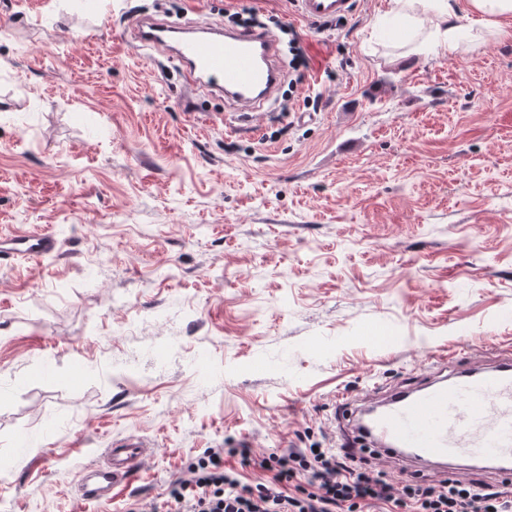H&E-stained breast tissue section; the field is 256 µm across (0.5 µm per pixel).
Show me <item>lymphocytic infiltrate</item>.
<instances>
[{"mask_svg":"<svg viewBox=\"0 0 512 512\" xmlns=\"http://www.w3.org/2000/svg\"><path fill=\"white\" fill-rule=\"evenodd\" d=\"M255 464L273 478L250 487L219 453L201 458L172 488L166 512H368L378 505L392 512L407 505L413 512H512V496L492 484L474 488L452 477L398 483L385 471L364 470L348 440L337 448L272 453Z\"/></svg>","mask_w":512,"mask_h":512,"instance_id":"obj_1","label":"lymphocytic infiltrate"}]
</instances>
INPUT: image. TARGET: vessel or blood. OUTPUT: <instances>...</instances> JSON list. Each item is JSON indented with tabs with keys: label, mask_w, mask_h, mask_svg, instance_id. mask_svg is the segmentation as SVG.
Listing matches in <instances>:
<instances>
[{
	"label": "vessel or blood",
	"mask_w": 512,
	"mask_h": 512,
	"mask_svg": "<svg viewBox=\"0 0 512 512\" xmlns=\"http://www.w3.org/2000/svg\"><path fill=\"white\" fill-rule=\"evenodd\" d=\"M357 0H295L310 21L353 12ZM135 40L178 63L187 85L222 96L240 110L254 111L276 93L283 70L277 43L263 29L225 30L217 24L175 25L156 17L137 19ZM56 249L54 236L28 232L0 237V258L39 259ZM367 420L353 419L352 436L373 452L393 458L413 451L418 458L453 467L462 457L486 464L506 491H512V358L490 367H468L435 378L413 392L378 401ZM148 444L138 436L117 442L103 463L84 469L79 493L84 500L108 502L114 490L139 475Z\"/></svg>",
	"instance_id": "vessel-or-blood-1"
}]
</instances>
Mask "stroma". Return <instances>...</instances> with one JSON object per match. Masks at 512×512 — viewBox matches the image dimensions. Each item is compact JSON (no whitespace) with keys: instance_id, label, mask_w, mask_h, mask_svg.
<instances>
[{"instance_id":"1","label":"stroma","mask_w":512,"mask_h":512,"mask_svg":"<svg viewBox=\"0 0 512 512\" xmlns=\"http://www.w3.org/2000/svg\"><path fill=\"white\" fill-rule=\"evenodd\" d=\"M228 8L304 38L279 124L132 36ZM392 8L321 29L294 0H0V235L57 240L0 258V512H165L214 448L254 485L250 458L337 446L334 396L512 354V40L414 55ZM129 435L138 478L83 500ZM56 249L54 236L47 232H28L2 235L0 237V258L19 255L22 258L39 259L50 255ZM148 443L128 436L107 448L103 463L84 469L79 478V493L92 502L112 501V491L125 488L139 475L148 451Z\"/></svg>"}]
</instances>
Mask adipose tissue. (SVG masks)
Segmentation results:
<instances>
[{
	"label": "adipose tissue",
	"mask_w": 512,
	"mask_h": 512,
	"mask_svg": "<svg viewBox=\"0 0 512 512\" xmlns=\"http://www.w3.org/2000/svg\"><path fill=\"white\" fill-rule=\"evenodd\" d=\"M395 5L397 17L411 27L416 54L436 47L452 53L473 40L472 28L460 22L464 13L480 15L483 28L500 38L512 37L501 24L512 17V0H395Z\"/></svg>",
	"instance_id": "1"
}]
</instances>
